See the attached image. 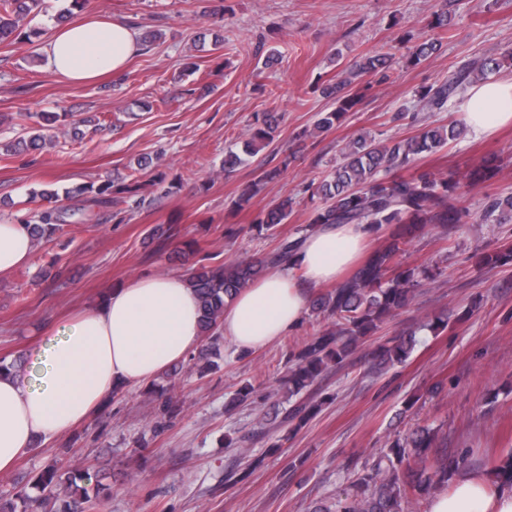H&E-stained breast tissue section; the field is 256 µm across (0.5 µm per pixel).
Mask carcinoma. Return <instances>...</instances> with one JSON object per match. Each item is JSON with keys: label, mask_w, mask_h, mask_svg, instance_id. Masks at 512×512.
<instances>
[{"label": "carcinoma", "mask_w": 512, "mask_h": 512, "mask_svg": "<svg viewBox=\"0 0 512 512\" xmlns=\"http://www.w3.org/2000/svg\"><path fill=\"white\" fill-rule=\"evenodd\" d=\"M43 0H0V44L11 36L22 38L18 22L35 16ZM451 13L444 8L434 13L428 24L429 33L408 36L405 59L417 65L436 54L445 35ZM396 64L389 54H365L353 67L345 68L319 86L322 96L334 100L336 107L323 112L314 130L325 132L341 125L347 115L356 110L365 97L366 88L357 86L365 75L387 73ZM503 66L495 58L474 60L460 67L448 79L417 91L419 101L430 112H441L468 85L487 80ZM38 132L29 140H20L14 149L44 147L51 136L44 127L59 120L57 115L40 116ZM278 122L270 112L263 113L249 128L250 137L243 142L242 152L230 150L224 154V170L231 171L242 163L241 155H253L268 147L275 139ZM466 134V126L453 120L446 125L425 127L420 133L400 140L381 142L369 133L361 134L340 149L339 159L330 176L316 187L322 204L313 208L308 227L315 230L322 224H366L374 233L386 227L385 240L371 253L365 263L349 279L335 288L315 295L311 311L332 320V328L308 341L285 363L278 385L290 397H299L285 410L281 423L296 432L317 415L325 401L301 398L309 388L332 367L341 366L373 335L389 317L411 306L424 282L437 275L434 268L411 265L400 261L407 245L420 236L428 226L439 227L448 234L452 226L468 224L471 214L456 206L463 187L488 186L497 175V168L485 166L470 173L463 182L454 175L441 176L431 172H414L409 176L398 171L409 168L422 154L435 151ZM279 169L263 171L257 181L245 186L237 204L247 205L258 193L261 184L274 179ZM156 184L132 178L126 183H104L96 189L80 187L73 191L80 197L94 193L90 201L117 206L125 199L144 196ZM294 201L288 198L260 213L255 227L266 236L275 234L276 227L285 223L293 210ZM67 212L57 208L40 211L32 234L35 240L59 230L66 222ZM482 224L512 222V196L493 194L478 217ZM301 240L283 241L263 260L230 262L211 265L200 258L191 264L187 277L196 289L201 303L202 335L207 348L201 350L195 366L200 376L218 368L211 360L217 354L221 339L220 321L224 306L262 275L265 267L288 265L300 247ZM477 266L512 264V239L506 238L497 249L474 256ZM414 347L412 337L399 336L381 346L376 354L377 368L387 371L407 360ZM175 412L172 400L165 401L162 417L152 432L158 435L171 423ZM462 460L448 455L439 447L433 432L419 427L396 436L388 448L372 463L363 466L357 478L359 492L343 494L329 504L317 506L314 512H406V505L426 495L431 489L450 483L460 469ZM40 494L30 495L18 489L13 497L0 504V512H97L106 488L88 470L74 474L62 467L52 466L37 481Z\"/></svg>", "instance_id": "carcinoma-1"}]
</instances>
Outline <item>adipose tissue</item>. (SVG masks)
Listing matches in <instances>:
<instances>
[{"instance_id":"adipose-tissue-1","label":"adipose tissue","mask_w":512,"mask_h":512,"mask_svg":"<svg viewBox=\"0 0 512 512\" xmlns=\"http://www.w3.org/2000/svg\"><path fill=\"white\" fill-rule=\"evenodd\" d=\"M139 45L123 22L88 19L59 29L44 48L48 71L80 83L125 68ZM462 120L479 136L512 123V80L472 87ZM370 240L364 224H326L305 235L292 272L273 269L224 308L221 331L235 352L262 349L302 320L308 288L340 282ZM35 241L20 218L0 222V277L30 262ZM199 303L178 276L137 277L54 325L34 353V369L0 373V478L40 440L87 421L118 385L137 387L195 351ZM427 512H512V485L470 471L430 497Z\"/></svg>"}]
</instances>
